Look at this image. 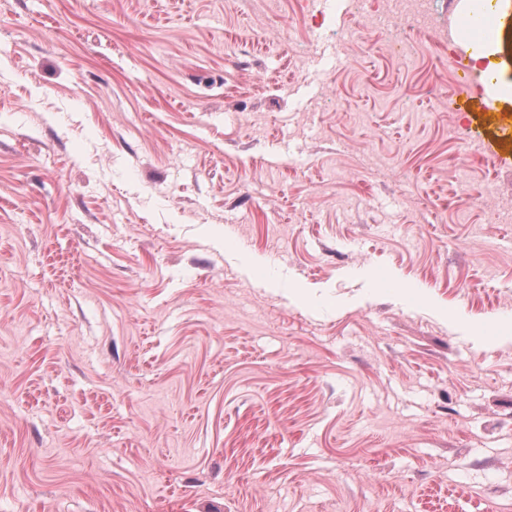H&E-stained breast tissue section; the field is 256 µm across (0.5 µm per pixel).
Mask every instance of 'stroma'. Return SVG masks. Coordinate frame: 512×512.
<instances>
[{
  "label": "stroma",
  "instance_id": "35a3bbf8",
  "mask_svg": "<svg viewBox=\"0 0 512 512\" xmlns=\"http://www.w3.org/2000/svg\"><path fill=\"white\" fill-rule=\"evenodd\" d=\"M354 0H0V512H512V140Z\"/></svg>",
  "mask_w": 512,
  "mask_h": 512
}]
</instances>
